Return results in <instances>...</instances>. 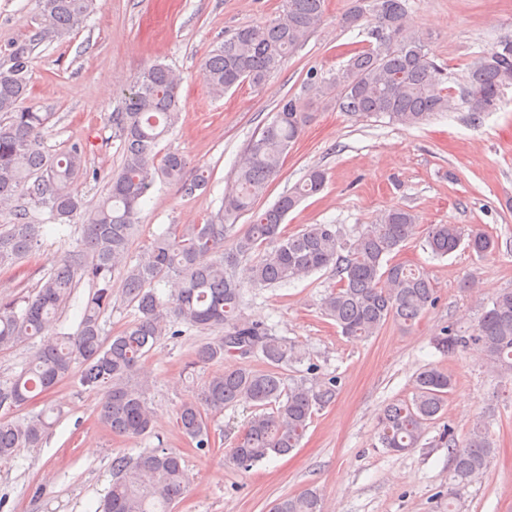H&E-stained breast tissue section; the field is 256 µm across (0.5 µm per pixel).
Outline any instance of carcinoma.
I'll return each instance as SVG.
<instances>
[{"label":"carcinoma","instance_id":"1","mask_svg":"<svg viewBox=\"0 0 512 512\" xmlns=\"http://www.w3.org/2000/svg\"><path fill=\"white\" fill-rule=\"evenodd\" d=\"M98 7V0H38L41 28L13 43L0 63V117L5 119L0 123V211L13 215V222L0 228V266L40 246L46 225L31 220L30 205L48 211L56 228L79 218L82 231L76 246L52 261L35 296L0 303V349L40 338L32 360L0 384V409L16 408L32 394L51 390L78 364L81 385L101 392L99 419L116 435L143 436L151 431L155 414L145 397L149 380L141 370L144 359L164 337L179 335L180 326L215 331L218 336L196 348L194 363L209 365L237 356L244 364L212 375L198 397L181 404L177 422L203 450L210 447L206 412L240 404L253 407L255 414L229 453L230 462L248 470L300 447L315 413L335 398L337 380H285L282 367L302 361L303 353L296 344L272 335L265 324L243 317L245 286L270 288L330 268L338 284L324 296L321 309L341 335L367 338L390 321L410 326L438 300L424 272L394 261L416 233V216L407 208L390 209L349 244L335 224H311L288 235L281 228L288 213L325 185L326 173L319 168L310 169L272 206L255 211L256 201L280 175L312 119L300 99L285 97L240 154L219 211L203 224L166 229L131 259L138 214L155 183L161 180L192 196L208 176L200 172L188 177L181 153L158 157L156 148L174 129L180 112V79L162 63L143 69L123 106L111 114L123 164L94 209H87L78 190L80 179L89 175L86 145L73 141L57 155L45 150L44 131L52 113L26 103L33 52L47 34L80 31ZM363 20L374 42L329 75L310 74L311 97L334 101L353 116L387 117L409 127L455 109L442 67L412 28L406 0H354L342 24L351 27ZM325 21V0H284L277 18L238 28L201 63L209 93L222 98L245 82L264 85ZM509 86L511 35L468 64L464 98L469 111L477 116L491 111ZM249 213L251 223L235 230L236 220ZM227 238L232 239L228 249ZM424 245L436 257L461 247L479 255L495 249L492 237L458 224L430 225ZM116 277L123 281L122 301L134 310V318L106 339L101 317L112 307L111 282ZM81 279L94 292L81 310L76 331L62 333L58 310ZM160 283L170 285L164 298L157 292ZM433 344L448 356L475 346L487 368L511 375L512 291L491 298L475 333L464 336L445 329ZM257 355L268 370L255 371L245 363ZM452 387L447 373L423 368L414 379L412 397L387 404L379 415L382 447L392 453L417 447L427 426L444 411ZM48 428L43 414L0 419V456L39 446ZM492 453L484 424L474 425L462 439L448 430V499L483 472ZM111 466L112 485L97 512H171L188 482L181 456L165 448H152L135 459L118 455ZM273 510L323 512V505L317 491L306 489L280 498Z\"/></svg>","mask_w":512,"mask_h":512}]
</instances>
